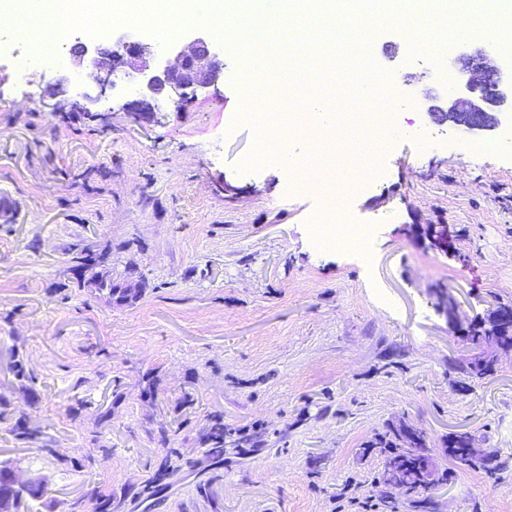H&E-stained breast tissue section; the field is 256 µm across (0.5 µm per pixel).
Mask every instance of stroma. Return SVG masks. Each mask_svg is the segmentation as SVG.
Wrapping results in <instances>:
<instances>
[{"label": "stroma", "instance_id": "obj_1", "mask_svg": "<svg viewBox=\"0 0 512 512\" xmlns=\"http://www.w3.org/2000/svg\"><path fill=\"white\" fill-rule=\"evenodd\" d=\"M20 43L25 73L0 61V193L20 203L0 223V461L42 481L35 512H512V351L462 382L474 347L436 306L512 307V126L430 119L456 65L411 56L404 28L370 43L399 95L380 175L338 183L337 212L373 228L364 263L316 243L324 198L289 193L287 167L246 168L233 52L217 91L136 119L123 78L84 107L85 70ZM400 426L445 479L393 501L375 442ZM457 432L501 469L450 457Z\"/></svg>", "mask_w": 512, "mask_h": 512}]
</instances>
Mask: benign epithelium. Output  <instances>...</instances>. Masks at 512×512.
Masks as SVG:
<instances>
[{"label":"benign epithelium","instance_id":"benign-epithelium-1","mask_svg":"<svg viewBox=\"0 0 512 512\" xmlns=\"http://www.w3.org/2000/svg\"><path fill=\"white\" fill-rule=\"evenodd\" d=\"M72 55L88 69L89 88L84 99L89 104L95 105L106 97L117 71L131 76L135 81L134 96L121 108L138 117L155 111L161 101H170L177 107L184 105L216 86L224 70V60L212 40L195 30L165 47L137 33L113 39L110 48L98 44L91 47L79 41ZM457 61L463 63L465 79L458 96L448 100L447 109H431L433 122L478 134L494 131L504 119H512V68L505 67L502 52L480 46ZM0 481L11 489L40 487L36 480L20 476L7 465L0 466Z\"/></svg>","mask_w":512,"mask_h":512}]
</instances>
